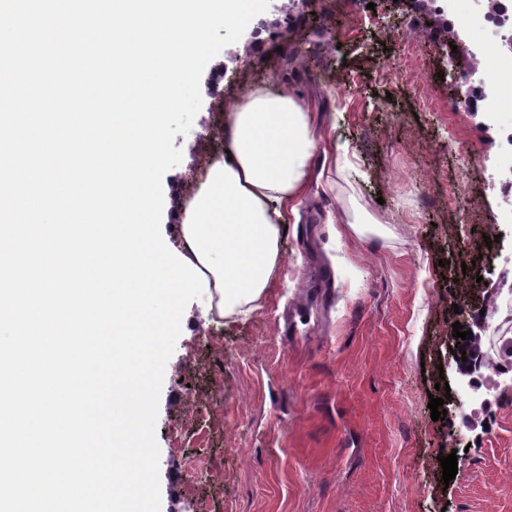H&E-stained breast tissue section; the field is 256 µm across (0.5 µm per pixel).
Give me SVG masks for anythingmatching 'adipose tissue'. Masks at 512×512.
<instances>
[{"mask_svg":"<svg viewBox=\"0 0 512 512\" xmlns=\"http://www.w3.org/2000/svg\"><path fill=\"white\" fill-rule=\"evenodd\" d=\"M316 111L288 87H258L241 95L224 126L230 160L215 164L182 207L183 252L161 262L163 332L182 317L177 291L196 288L218 312H235L261 298L276 268L279 227L298 221L310 183V160L343 172L346 154L321 147Z\"/></svg>","mask_w":512,"mask_h":512,"instance_id":"1","label":"adipose tissue"}]
</instances>
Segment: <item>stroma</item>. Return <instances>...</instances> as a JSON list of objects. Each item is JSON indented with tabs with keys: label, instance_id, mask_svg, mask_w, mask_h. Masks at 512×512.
Returning <instances> with one entry per match:
<instances>
[{
	"label": "stroma",
	"instance_id": "obj_1",
	"mask_svg": "<svg viewBox=\"0 0 512 512\" xmlns=\"http://www.w3.org/2000/svg\"><path fill=\"white\" fill-rule=\"evenodd\" d=\"M281 4L269 0L203 72L202 106L173 141L182 161L162 180L163 239L181 250L198 134L226 121L241 87L288 84L354 167L334 188H309L249 316L218 315L181 290L156 422L161 512H512V360L501 350L512 321L490 312L492 295L512 289V224L498 221L492 117L420 106L454 96L446 70L466 74L475 45L450 26L449 0ZM411 22L421 42L409 58L390 31ZM299 43L313 53L305 69L286 63ZM336 82L360 90L329 94ZM452 127L468 155L449 145ZM357 211L377 219L361 234L348 222ZM487 229L498 242H484ZM476 314L489 363L464 376L453 326ZM433 394L445 419L430 417ZM441 453L457 456L447 483Z\"/></svg>",
	"mask_w": 512,
	"mask_h": 512
}]
</instances>
